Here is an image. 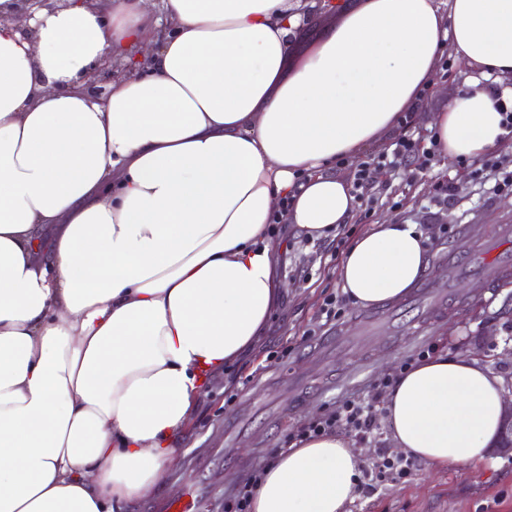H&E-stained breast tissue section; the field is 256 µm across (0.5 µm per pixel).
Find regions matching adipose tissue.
<instances>
[{"instance_id":"ef3b65f1","label":"adipose tissue","mask_w":512,"mask_h":512,"mask_svg":"<svg viewBox=\"0 0 512 512\" xmlns=\"http://www.w3.org/2000/svg\"><path fill=\"white\" fill-rule=\"evenodd\" d=\"M0 33V512H121L152 497L213 376L255 350L283 291L277 213L317 240L358 200L336 170L381 146L438 55L512 77V0H67ZM319 36L294 49L307 16ZM131 75L85 90L105 52ZM512 91L472 79L431 116L440 154L512 132ZM430 265L415 224H375L337 276L362 308ZM504 380L440 354L404 371L383 419L403 452L483 460ZM341 434L281 449L251 512H346Z\"/></svg>"}]
</instances>
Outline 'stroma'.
Returning a JSON list of instances; mask_svg holds the SVG:
<instances>
[{
    "instance_id": "1",
    "label": "stroma",
    "mask_w": 512,
    "mask_h": 512,
    "mask_svg": "<svg viewBox=\"0 0 512 512\" xmlns=\"http://www.w3.org/2000/svg\"><path fill=\"white\" fill-rule=\"evenodd\" d=\"M475 70L443 53L436 85L412 111L411 131L430 142L429 115L466 89ZM512 171V146L462 162L434 156L427 169L410 161L373 172L354 218L356 232L381 223L416 224L423 230L430 284L446 283L448 300L437 309L401 308L382 323L369 345L322 356V345L353 327L362 308L344 302L342 314L325 321V297L340 294L334 244L284 231L280 297L258 350L214 377L176 443L178 461L158 493L136 512H166L188 502L190 512H224L231 490L269 461L304 424L333 413L346 399H377L375 386L399 375L421 353L475 356L512 382V283L477 287L467 275L448 278V255L471 228L512 225V188L495 189L479 174L484 163ZM347 512H512V452L491 449L485 461L433 467L416 460L411 476L360 488Z\"/></svg>"
}]
</instances>
